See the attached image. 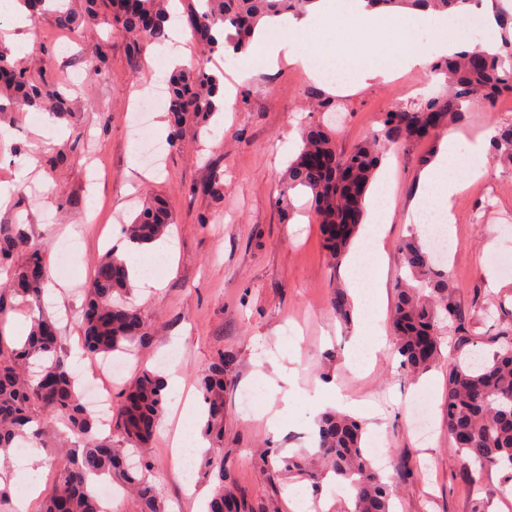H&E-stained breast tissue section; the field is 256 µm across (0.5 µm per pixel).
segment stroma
I'll return each instance as SVG.
<instances>
[{"label":"stroma","instance_id":"stroma-1","mask_svg":"<svg viewBox=\"0 0 512 512\" xmlns=\"http://www.w3.org/2000/svg\"><path fill=\"white\" fill-rule=\"evenodd\" d=\"M102 47L109 60L105 78L89 75L91 49ZM197 58L191 36L161 49L133 55L128 42L108 25H88L73 32L59 29L53 18L33 17L16 28L0 0V48L32 73L49 68L70 81V121L62 122L70 152L53 179L68 201L64 211L45 203V175L25 173L24 157L46 161L54 152L45 142L46 112H0V185L10 200L0 206V225H23L30 240L45 247L50 267L71 264L78 283H87L95 263L122 232L114 213L133 219L139 203L165 195L177 224L171 252L163 268L153 257L138 259L141 271H153L163 283L160 292L135 299L152 328L146 347L136 349L134 363L112 384V404L120 406L126 381L142 368L163 369L183 377L184 391H172L148 458L167 512H199L211 486L201 473L185 482L170 444L173 432L190 442L202 439L204 402L197 380L217 355H224V455L230 465L225 485L257 501L277 500L281 512H350L351 498L322 480L312 486L308 473L317 470L314 455L316 422L337 400L370 406L376 412L375 432L365 445L375 453V467L389 477L396 491L394 512H512V495L504 489L505 473L490 470L478 485L462 477V461L445 425L446 378L437 368L411 379L399 359L384 350L362 370L346 363L359 351L356 328L336 319L330 308L333 288L347 287L345 265H332L323 246L311 196L293 193V208H278L277 183L312 123L331 124L336 145L349 149L372 130L380 129L385 112L412 107L440 92V78H426L413 69L395 81L373 83L336 93L340 114L313 111L307 96L310 78L298 67L278 61L274 69H246L240 56L217 53L209 68L234 85L238 95L231 111L217 115L216 135L186 131L177 147H165L155 167L139 158L135 126L140 109L150 107L147 91L167 78L175 47ZM466 118L456 124L465 141L486 128L512 125V95L494 103L476 98L466 103ZM433 146L415 141L389 152L383 161L392 183L386 200L389 228L384 282L386 300L402 273L397 246L415 231L413 194ZM483 174L454 203L455 221L444 263L457 287V302L466 317L471 345L455 348L444 337V355L491 357L489 338L496 328L512 326V171L484 158ZM224 177V197L215 199L203 186ZM207 223H200V216ZM82 238L80 253L65 257L63 244ZM45 311L57 320L62 346L73 367L85 378L95 374V361L82 355L83 332L64 313H77L82 294L63 281L45 289ZM255 396L250 411L239 405L242 391ZM426 400L421 418L412 409ZM282 411L284 426L272 433L268 409ZM274 447L268 462L259 450ZM303 458L306 473L283 474L269 482L265 464L280 458Z\"/></svg>","mask_w":512,"mask_h":512}]
</instances>
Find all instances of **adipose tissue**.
<instances>
[{
    "label": "adipose tissue",
    "mask_w": 512,
    "mask_h": 512,
    "mask_svg": "<svg viewBox=\"0 0 512 512\" xmlns=\"http://www.w3.org/2000/svg\"><path fill=\"white\" fill-rule=\"evenodd\" d=\"M333 24L341 26L346 37L331 46L325 42L323 33ZM469 25L485 30L487 37L481 47L492 49L499 29L491 15L480 14L464 21L445 13L423 15L407 8H369L365 0H316L304 15L289 21L285 28H277L271 21L260 23L246 56L255 66L282 57L300 66L311 79L319 80L327 75L340 85L358 87L373 80H393L428 64L434 55L468 48L465 28ZM424 27L433 33V41L428 45L419 37ZM488 141V135H481L463 152L459 149V134H445L439 153L419 180L414 209L435 210L444 221H453L455 198L482 174L479 161ZM376 183L380 193L366 195V219L358 242L347 257L351 268L364 271L362 283L351 284L350 290L358 314V333L369 339L364 348L368 355L379 352L386 343L381 286L387 232L381 192L387 187L386 174H379Z\"/></svg>",
    "instance_id": "adipose-tissue-1"
}]
</instances>
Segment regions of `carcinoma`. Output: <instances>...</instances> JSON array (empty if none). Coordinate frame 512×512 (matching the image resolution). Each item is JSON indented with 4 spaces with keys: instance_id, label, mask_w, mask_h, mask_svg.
I'll return each instance as SVG.
<instances>
[{
    "instance_id": "1",
    "label": "carcinoma",
    "mask_w": 512,
    "mask_h": 512,
    "mask_svg": "<svg viewBox=\"0 0 512 512\" xmlns=\"http://www.w3.org/2000/svg\"><path fill=\"white\" fill-rule=\"evenodd\" d=\"M30 15L50 14L57 27L76 30L108 18L112 32L128 40L130 51L141 55L168 40L170 0H84L83 13L66 0H20ZM315 0H200L189 8L185 22L203 47L204 60L179 66L168 78L169 139L178 141L189 128L212 133L211 121L221 112L224 82L207 69L205 58L221 50L239 54L248 50L258 22L284 20L306 11ZM369 6H395L419 11L453 12L472 0H367ZM503 36L499 49L482 52L478 67L472 53L460 52L434 61L435 72L448 82V92L431 96L414 108L385 113L382 128L372 131L341 158L329 127L312 124L303 131V145L278 184L276 203L291 209L290 191L310 190L333 264L343 260L364 217V198L384 152L425 138L420 133L430 120L440 126L461 122V103L479 90L488 103L512 93V0H492ZM313 110L327 112L336 100L311 88ZM18 108L48 111L59 120L71 113L67 93L43 73L37 77L18 67L0 51V101ZM492 158L512 171V125L492 140ZM174 218L166 200L149 198L125 236L135 241H155L168 234ZM405 276L395 288L391 313L400 369L416 377L443 358L442 331L459 333L457 345L470 343L456 300V287L447 270L427 257L417 237L398 246ZM13 271L8 284L13 295L39 306L49 279L46 252L29 241L16 225L0 227V269ZM85 304L78 316L84 347L94 356L126 353L144 345L151 332L140 312L129 302L131 280L126 260L108 252L94 268L85 289ZM331 309L345 323L352 321L346 289H333ZM492 342L501 343L488 360L448 359L446 427L460 454L462 476L472 482L487 468L507 472L512 479V327L498 331ZM210 448L201 465L215 484L208 512H275V506L254 501L242 492L224 491L228 463L224 458V355H219L200 381ZM115 434L96 431V418L84 407L69 356L60 343L56 321L39 311L31 318L24 341L10 345L0 334V456H7L20 441H31L46 451L45 463L66 456L53 487L40 502L39 512H112L92 489L90 480L105 475L122 488L133 512H165V504L151 478L149 461L132 467L128 448H146L167 404L163 378L144 368L123 394ZM317 453L322 472H333L353 493L351 512H392L393 491L373 467L364 449L362 425L341 411H328L317 421Z\"/></svg>"
}]
</instances>
